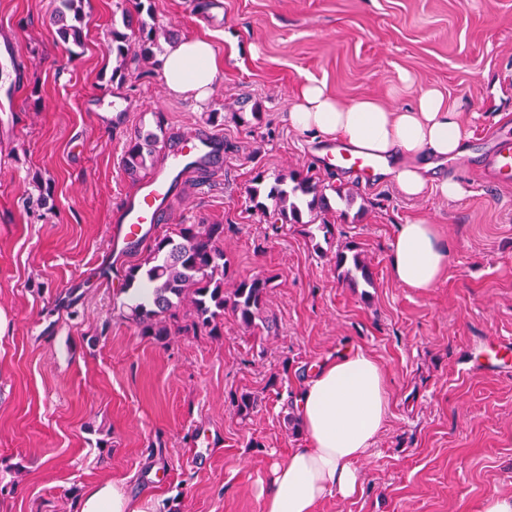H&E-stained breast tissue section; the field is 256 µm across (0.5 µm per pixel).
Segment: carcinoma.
<instances>
[{"label":"carcinoma","instance_id":"carcinoma-1","mask_svg":"<svg viewBox=\"0 0 512 512\" xmlns=\"http://www.w3.org/2000/svg\"><path fill=\"white\" fill-rule=\"evenodd\" d=\"M84 17L81 0H60L54 22L64 41L78 46L82 39ZM124 30L112 28L107 50L120 64L130 54L150 61L162 52L155 28L149 23L123 17ZM160 150V137L153 131L138 132L124 158L126 170L136 175L152 167ZM261 173L252 179L247 193L252 207L285 224H314L323 236L332 234L326 219L331 206L325 187L301 171L279 175L270 185ZM336 266L366 274L367 264L354 246L336 254ZM228 260L224 257V225L181 224L172 235L156 236L148 256L129 267L128 286L143 287L142 301L130 307V319L142 336L164 339L173 334H221L224 313L231 312L246 329L271 332L272 325L262 316L270 279L254 277L239 281L229 293L224 291Z\"/></svg>","mask_w":512,"mask_h":512}]
</instances>
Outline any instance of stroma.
I'll return each mask as SVG.
<instances>
[{
	"label": "stroma",
	"instance_id": "obj_1",
	"mask_svg": "<svg viewBox=\"0 0 512 512\" xmlns=\"http://www.w3.org/2000/svg\"><path fill=\"white\" fill-rule=\"evenodd\" d=\"M58 5L0 0V33L23 65L21 110L0 127V512H76L106 481L158 512H261L259 479L304 440L297 391L350 345L385 367L391 415L360 463L362 494L318 512H477L512 492V372L480 356L512 340V185L488 183L481 165L512 132V0H83L74 48L51 22ZM134 8L158 36L212 41L222 66L207 102L167 93L161 64L121 67L107 52ZM309 82L398 108L433 87L472 113L470 155L435 172L467 195L406 200L380 178L324 169L287 120ZM116 91L124 117L101 124L85 102ZM140 130L220 136L222 180L190 178L157 232L223 225L227 282L271 278L277 334L228 312L222 335L155 340L124 319L125 273L148 248L120 256L108 237L141 183L123 163ZM292 170L353 193L330 199L332 236L252 208L256 173ZM46 185L49 208L27 206ZM421 219L441 226L451 257L417 294L391 280L388 258L397 226ZM351 243L371 281L341 277L336 254ZM244 392L258 400L246 418L233 402Z\"/></svg>",
	"mask_w": 512,
	"mask_h": 512
}]
</instances>
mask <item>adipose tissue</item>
<instances>
[{
  "label": "adipose tissue",
  "mask_w": 512,
  "mask_h": 512,
  "mask_svg": "<svg viewBox=\"0 0 512 512\" xmlns=\"http://www.w3.org/2000/svg\"><path fill=\"white\" fill-rule=\"evenodd\" d=\"M218 70L212 44L193 37L172 42L162 64L168 92L199 101L210 97ZM288 123L307 136L341 140L377 157L381 174L405 199H419L432 187L451 200L466 192L454 178L435 182L429 176L438 165L464 157L471 136L466 114L443 106L435 90H424L414 105L397 110L371 96L347 104L310 83L291 98ZM449 260L439 225L420 220L400 225L389 274L400 287L425 293L443 278ZM294 406L305 438L272 463L259 494L262 512H318L327 498L358 495L359 464L391 414L389 380L373 355L351 347L305 379ZM79 512H157V504L106 482L82 496Z\"/></svg>",
  "instance_id": "adipose-tissue-1"
}]
</instances>
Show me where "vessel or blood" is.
I'll list each match as a JSON object with an SVG mask.
<instances>
[{
    "instance_id": "b4317fda",
    "label": "vessel or blood",
    "mask_w": 512,
    "mask_h": 512,
    "mask_svg": "<svg viewBox=\"0 0 512 512\" xmlns=\"http://www.w3.org/2000/svg\"><path fill=\"white\" fill-rule=\"evenodd\" d=\"M18 48L8 40L0 45V115L13 118L19 109L16 96L21 73L17 66ZM219 138L207 131L185 135L165 152L163 166L130 196L113 219L110 244L114 251L128 253L144 235L164 221L174 196L187 177L208 169L221 174ZM322 165L333 171L367 177L377 166L375 157L335 142L322 147ZM483 174L494 182L512 183V139L498 141L490 150Z\"/></svg>"
}]
</instances>
